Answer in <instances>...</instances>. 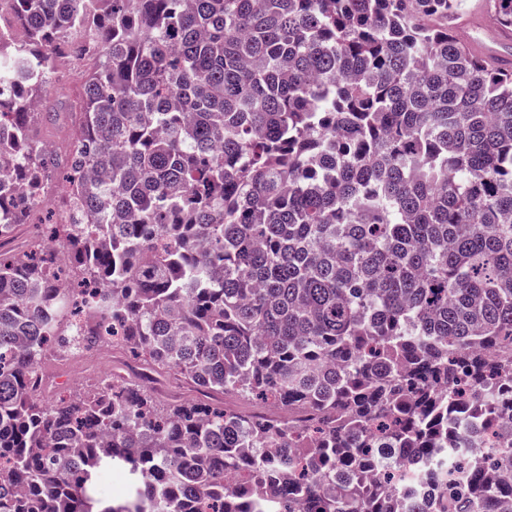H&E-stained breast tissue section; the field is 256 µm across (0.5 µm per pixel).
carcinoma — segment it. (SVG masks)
<instances>
[{
  "instance_id": "cac0c4a2",
  "label": "carcinoma",
  "mask_w": 512,
  "mask_h": 512,
  "mask_svg": "<svg viewBox=\"0 0 512 512\" xmlns=\"http://www.w3.org/2000/svg\"><path fill=\"white\" fill-rule=\"evenodd\" d=\"M463 10L11 0L0 512H486L474 474L512 472V72L457 37ZM63 57L96 66L39 112ZM40 209L67 288L53 252L5 248ZM116 346L204 398L34 391L47 357ZM117 468L132 493L103 507Z\"/></svg>"
}]
</instances>
